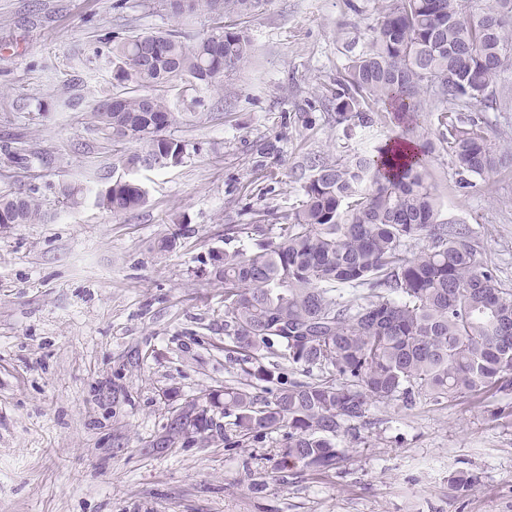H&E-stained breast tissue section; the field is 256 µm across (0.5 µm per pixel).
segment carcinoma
<instances>
[{"label": "carcinoma", "instance_id": "1", "mask_svg": "<svg viewBox=\"0 0 512 512\" xmlns=\"http://www.w3.org/2000/svg\"><path fill=\"white\" fill-rule=\"evenodd\" d=\"M264 0H183L175 12L205 11L219 19L190 46L176 31L134 32L112 41V82L134 84L93 112L95 126L114 141H137L130 168L183 163L186 145L165 135L178 113L153 94L177 78L182 92L223 86L252 51L247 32L222 19L247 16ZM468 0H382V20L366 47L348 57L346 78L326 101L331 121L370 127L375 106L403 128L376 155L314 158L305 200L255 250H216L208 274L224 284V351L250 364L235 386L213 389L174 411L158 448L184 442L231 444L223 418L234 417L244 442L284 431L277 472L298 466L336 469L344 458L337 438L370 409L417 394L435 399L512 388V288L484 265L465 234L438 221L437 188L427 161L408 155L425 103L440 113L437 140L451 150L458 185L496 168L491 142L472 108L497 105L499 55L512 51V0H492L479 12ZM158 44L151 54L148 47ZM145 187L112 180L94 205L113 214L147 202ZM62 202L84 203L65 186ZM44 218L31 195L0 196V224ZM264 232L234 224L239 241ZM429 244L411 249V242ZM365 287V302L345 300L336 287ZM318 371L289 382L264 352Z\"/></svg>", "mask_w": 512, "mask_h": 512}]
</instances>
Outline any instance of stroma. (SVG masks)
Masks as SVG:
<instances>
[{
  "label": "stroma",
  "mask_w": 512,
  "mask_h": 512,
  "mask_svg": "<svg viewBox=\"0 0 512 512\" xmlns=\"http://www.w3.org/2000/svg\"><path fill=\"white\" fill-rule=\"evenodd\" d=\"M0 0V195L37 191L46 217L0 224V512H512V390L371 408L339 438L336 470L276 480L282 434L239 448H158L186 399L236 384L224 352V287L205 276L224 231L303 198L315 156L373 153L400 133L375 113L346 129L324 95L381 19L380 0H266L242 18L253 52L225 88H159L180 120L181 165L127 172L136 142L91 125L115 93L108 38L213 25L169 0ZM503 112L481 118L512 151V65ZM439 219L466 227L512 286V165L459 188L452 158L429 162ZM133 175L141 209L96 207L105 176ZM83 188L78 207L57 188ZM172 240L161 249L162 240ZM472 485L460 488L455 477Z\"/></svg>",
  "instance_id": "1"
}]
</instances>
